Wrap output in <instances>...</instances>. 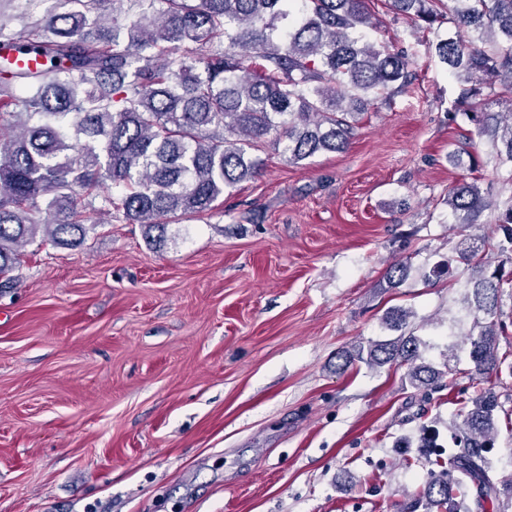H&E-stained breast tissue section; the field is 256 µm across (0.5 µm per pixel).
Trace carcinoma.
<instances>
[{
    "mask_svg": "<svg viewBox=\"0 0 512 512\" xmlns=\"http://www.w3.org/2000/svg\"><path fill=\"white\" fill-rule=\"evenodd\" d=\"M34 18L20 13L53 75L0 67V278L23 249L46 237L59 245L85 241L100 216L138 224L147 241L169 224L209 215L224 193L257 176L265 139L289 164L321 152H342L359 115L378 99L405 90L415 56L407 47L378 45L367 0H46ZM388 9L434 34L431 56L463 84L456 111L471 114L478 133L500 140L501 165H512V0H386ZM453 24L448 36L438 33ZM485 81L493 103L508 109L502 124L481 111ZM101 205H96V201ZM448 210L473 224L488 206L477 181L448 189ZM503 238H466L437 275L463 264L484 268L493 246L512 261V205L495 222ZM512 287L504 265L466 282L474 321L470 360L477 384L498 373L499 293ZM353 361L407 369L411 387L426 389L453 369L420 362L419 340L400 334L365 349L337 354ZM497 400L490 388L472 401L452 447L423 427L418 447L444 460L423 493L426 512H457L476 488L491 502L497 487L485 449L497 435Z\"/></svg>",
    "mask_w": 512,
    "mask_h": 512,
    "instance_id": "obj_1",
    "label": "carcinoma"
}]
</instances>
